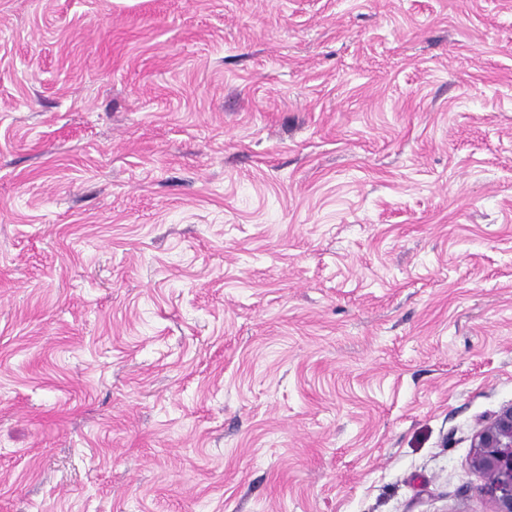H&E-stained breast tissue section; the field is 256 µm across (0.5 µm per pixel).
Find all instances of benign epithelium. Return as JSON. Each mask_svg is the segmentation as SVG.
Returning a JSON list of instances; mask_svg holds the SVG:
<instances>
[{
  "label": "benign epithelium",
  "mask_w": 512,
  "mask_h": 512,
  "mask_svg": "<svg viewBox=\"0 0 512 512\" xmlns=\"http://www.w3.org/2000/svg\"><path fill=\"white\" fill-rule=\"evenodd\" d=\"M472 466L487 479L482 492L496 504L495 512H512V405L474 436Z\"/></svg>",
  "instance_id": "7a95c632"
}]
</instances>
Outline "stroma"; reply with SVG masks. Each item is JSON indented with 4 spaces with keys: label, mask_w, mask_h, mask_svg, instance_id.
I'll list each match as a JSON object with an SVG mask.
<instances>
[{
    "label": "stroma",
    "mask_w": 512,
    "mask_h": 512,
    "mask_svg": "<svg viewBox=\"0 0 512 512\" xmlns=\"http://www.w3.org/2000/svg\"><path fill=\"white\" fill-rule=\"evenodd\" d=\"M512 0H0V512H495ZM472 466L484 475L482 492L496 504L495 512H512V405L474 436Z\"/></svg>",
    "instance_id": "35a3bbf8"
}]
</instances>
